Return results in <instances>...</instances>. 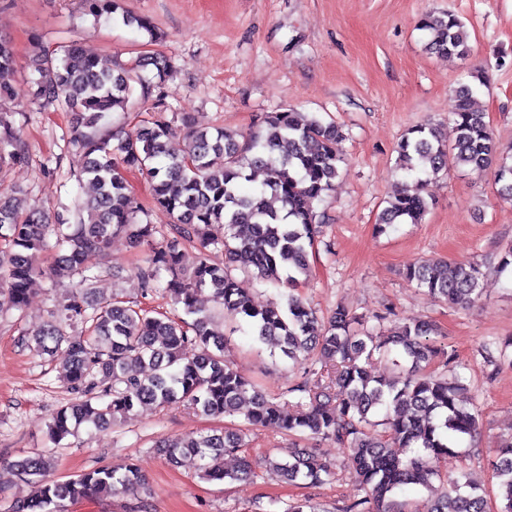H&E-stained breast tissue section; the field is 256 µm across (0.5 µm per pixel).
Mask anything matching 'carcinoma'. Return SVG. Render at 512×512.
Here are the masks:
<instances>
[{"instance_id":"cac0c4a2","label":"carcinoma","mask_w":512,"mask_h":512,"mask_svg":"<svg viewBox=\"0 0 512 512\" xmlns=\"http://www.w3.org/2000/svg\"><path fill=\"white\" fill-rule=\"evenodd\" d=\"M94 16L120 14L122 22L159 40L146 17L118 12L119 0H85ZM420 29L426 49L440 56L463 58L469 53L465 26L451 12L427 14ZM31 63L38 77L30 82L28 100L71 114L68 144L80 160L79 178L94 194L78 203L74 222L58 230L64 250L45 271L35 256L46 245L44 215L23 212L12 196L0 197V296L11 309L26 306L32 287L49 274L77 279L61 318L87 325L66 336L50 324L35 334L36 352L60 365L74 394L53 415L50 440L57 444L81 426L103 429L141 405H182L208 417L243 414L250 425L272 424L290 434H309L346 447L350 464L365 496L344 512H392L386 503L405 485L427 487L436 478L447 491L427 505L426 512H488L482 489L464 474L448 475L441 464L477 431V415L464 406L461 379L438 376L425 368L437 360L446 366L453 354L437 344V327L423 321L398 325L378 337L364 328L365 319L336 307L325 322L294 295L286 307H259L238 286L233 271L293 288L310 270L309 248L322 228L317 205L335 187L344 135L333 121L281 108L266 113L255 129L233 134L222 128L194 129L183 115L180 124L165 118L163 88L174 70L170 58L154 53L131 63L108 66L72 41L50 53L35 48ZM15 51L0 36V101L14 97L4 78L13 70ZM153 66L152 79L140 71ZM456 92L452 139L441 138L428 124L409 130L398 145L401 169L417 174L414 183L391 196L377 224H419L430 209L425 183L455 167L493 174L497 194L512 199V148L503 149L485 113L474 101L485 85L483 74ZM143 98L157 90L151 116L133 132H103L100 120L115 108L135 102V86ZM25 144L13 121L0 113V166L25 162ZM264 179L250 185L252 172ZM138 171L150 184L154 205L168 223L144 222L126 173ZM123 236L144 251L147 268L139 275L142 297L161 287L192 322L122 301L87 312V295L97 275L92 260L104 254L112 238ZM187 243L197 245L199 258L188 272L182 265ZM408 280L450 304L469 306L481 296L483 272L472 263L424 261L406 269ZM224 313L243 318L250 331L292 361L305 360L304 377L293 391L302 399L291 406L276 402L243 378L224 358L228 337L209 328L211 318L197 307L205 289ZM395 349L397 373L373 376L362 357ZM383 415L375 422L373 418ZM379 425L383 434L369 428ZM240 433L215 430L167 439L157 452L175 468H193L212 481L255 477L254 462L245 454ZM239 458L233 471L224 469V455ZM58 459L52 452L8 462L18 481L39 482L40 495L16 498L10 512H70V506L121 487L135 490L145 478L131 463L98 467L67 480L55 478ZM276 476L305 487L318 486L332 475V466L301 448L284 460L267 458ZM502 492V512H512V444L491 462Z\"/></svg>"}]
</instances>
